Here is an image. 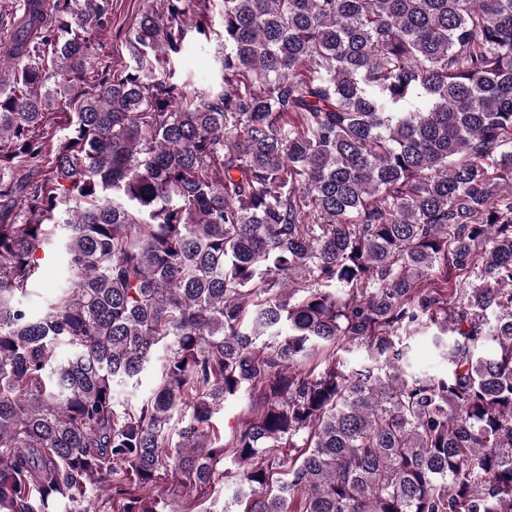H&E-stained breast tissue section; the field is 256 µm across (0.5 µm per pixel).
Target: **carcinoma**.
<instances>
[{
    "label": "carcinoma",
    "mask_w": 512,
    "mask_h": 512,
    "mask_svg": "<svg viewBox=\"0 0 512 512\" xmlns=\"http://www.w3.org/2000/svg\"><path fill=\"white\" fill-rule=\"evenodd\" d=\"M112 2L0 0V512H512V0ZM143 0H113L112 24L99 37L96 45V55L104 64L112 65V71L122 70L130 63L123 39L124 32L135 20L142 8ZM102 45V46H101ZM216 40L211 42H196L190 47V51L183 55L179 66L185 75L190 76L192 81L199 86L212 82L215 75L214 56L219 48ZM63 284L60 262L48 250L46 258L41 261L38 273L31 283L28 293L22 298L23 304L34 315H41L47 302L59 292ZM431 335V333H419L413 339L414 370L429 375H444L448 372V360L434 346ZM248 407V397L243 396L235 399H229L224 402V408L215 415L216 423L224 422V430H228V425H234L238 418H241ZM225 504L226 507L224 506ZM210 508L217 512L241 510V506L235 502L234 486L224 481L216 482L212 488L210 498L201 505H196L193 512H203L205 509L209 510Z\"/></svg>",
    "instance_id": "cac0c4a2"
}]
</instances>
